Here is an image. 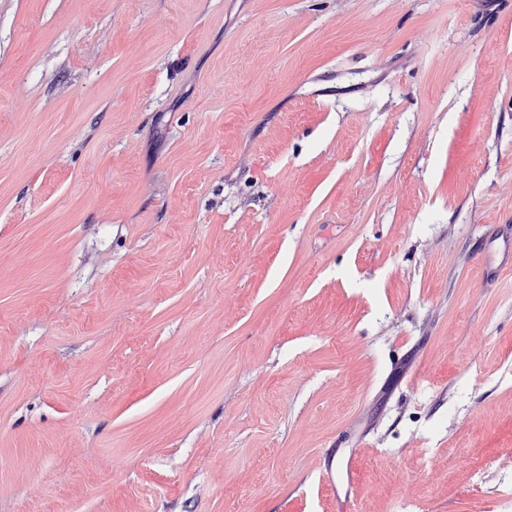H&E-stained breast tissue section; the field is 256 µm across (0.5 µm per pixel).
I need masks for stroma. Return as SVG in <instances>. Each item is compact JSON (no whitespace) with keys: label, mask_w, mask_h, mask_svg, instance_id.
<instances>
[{"label":"stroma","mask_w":512,"mask_h":512,"mask_svg":"<svg viewBox=\"0 0 512 512\" xmlns=\"http://www.w3.org/2000/svg\"><path fill=\"white\" fill-rule=\"evenodd\" d=\"M511 228L512 0H0V512H512Z\"/></svg>","instance_id":"obj_1"}]
</instances>
